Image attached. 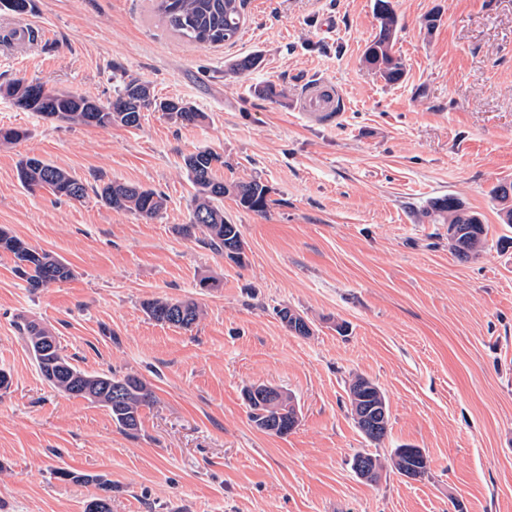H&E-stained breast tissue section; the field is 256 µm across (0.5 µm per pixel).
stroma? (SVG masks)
Returning <instances> with one entry per match:
<instances>
[{
  "mask_svg": "<svg viewBox=\"0 0 512 512\" xmlns=\"http://www.w3.org/2000/svg\"><path fill=\"white\" fill-rule=\"evenodd\" d=\"M405 77L386 83L363 61L378 21L374 0H247L235 43L190 44L150 0H31L0 9V127L27 135L0 146V227L68 263L72 279L31 290L0 252V512H83L112 486V512H512V224L490 198L512 180V0H391ZM436 13L433 30L423 26ZM257 54L259 67L229 72ZM206 112L202 125L144 113L136 128L71 126L17 109L16 80L114 96L124 77ZM311 80L336 84L339 123H307L295 108ZM286 88L273 102L267 83ZM223 154L224 181L260 177L263 214L225 198L245 260L176 236L194 189L184 155ZM38 156L93 181L163 192L141 219L95 197L28 193L17 165ZM453 195L482 214L476 258L460 261L448 227L421 215ZM217 279L202 289L201 277ZM152 298L193 300L185 330L150 320ZM290 307L313 333L288 331ZM51 330L77 369L135 373L155 404L136 434L106 407L51 387L16 323ZM384 393L390 425L373 443L357 429L354 376ZM292 395L297 426L256 429L242 391ZM423 449L427 474L351 468L360 451ZM66 468L88 483L60 481Z\"/></svg>",
  "mask_w": 512,
  "mask_h": 512,
  "instance_id": "stroma-1",
  "label": "stroma"
}]
</instances>
